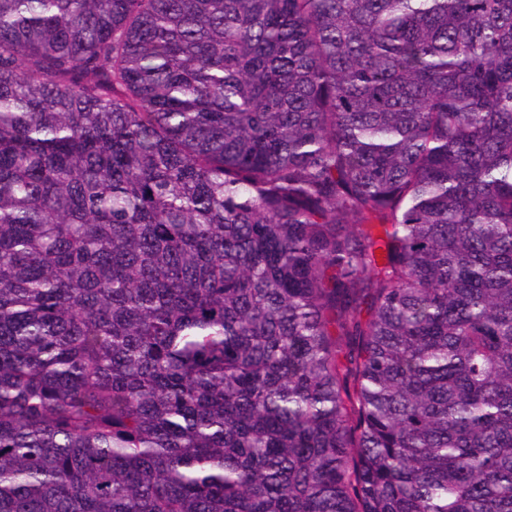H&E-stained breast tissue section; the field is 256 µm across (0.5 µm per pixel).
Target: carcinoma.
<instances>
[{"instance_id": "cac0c4a2", "label": "carcinoma", "mask_w": 512, "mask_h": 512, "mask_svg": "<svg viewBox=\"0 0 512 512\" xmlns=\"http://www.w3.org/2000/svg\"><path fill=\"white\" fill-rule=\"evenodd\" d=\"M0 512H512V0H0Z\"/></svg>"}]
</instances>
